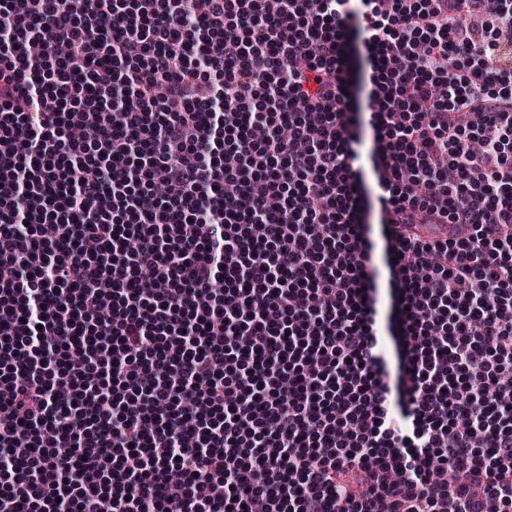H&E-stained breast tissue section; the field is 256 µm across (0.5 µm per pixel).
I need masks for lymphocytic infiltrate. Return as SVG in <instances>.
Listing matches in <instances>:
<instances>
[{"mask_svg":"<svg viewBox=\"0 0 512 512\" xmlns=\"http://www.w3.org/2000/svg\"><path fill=\"white\" fill-rule=\"evenodd\" d=\"M173 503L512 512V0H0V512ZM348 64L351 72V94L354 108L358 113L354 118L365 121V112H369V63L367 53L362 43L361 35L355 30L350 34V53ZM353 131L357 135V142L353 148L358 152L359 157L354 165L362 173V186L364 191V212L363 229L364 237L372 245L371 256L372 263L377 271L374 280L376 291V307L378 310V320L381 334V355L385 360L384 369L387 371V379L392 388V408L397 416L399 407L395 404L398 395L396 391L398 377V355L397 342L392 335L396 328L397 315L395 313V323L392 316L394 309L393 292L390 285L389 269L387 266V242L383 235L381 222L380 206L377 200V180L371 160L372 151L375 147L374 134L367 124L353 126Z\"/></svg>","mask_w":512,"mask_h":512,"instance_id":"f902f5d3","label":"lymphocytic infiltrate"}]
</instances>
